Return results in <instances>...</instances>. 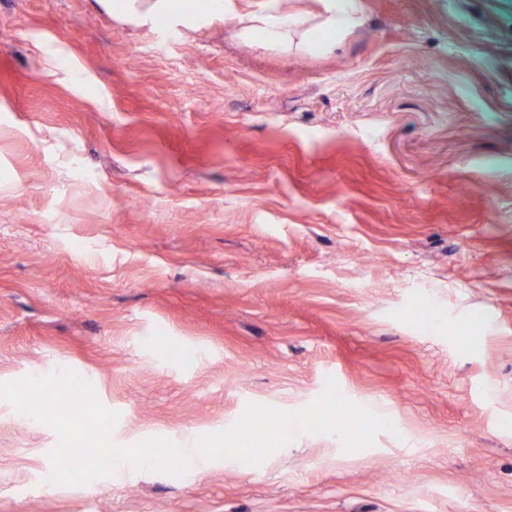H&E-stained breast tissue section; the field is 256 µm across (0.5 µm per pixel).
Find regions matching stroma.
<instances>
[{
	"instance_id": "obj_1",
	"label": "stroma",
	"mask_w": 512,
	"mask_h": 512,
	"mask_svg": "<svg viewBox=\"0 0 512 512\" xmlns=\"http://www.w3.org/2000/svg\"><path fill=\"white\" fill-rule=\"evenodd\" d=\"M358 6L300 53L240 29L324 0H0V382L76 372L119 446L330 377L396 427L67 486L0 400V512H512V0ZM121 4L114 5L115 8L122 11V13H139L147 15L151 13V19L157 24L165 25L168 21L173 17H181V18H189L192 14L198 10L195 7L194 12L189 13L186 11V8L177 7L170 0H157L153 5L147 6L144 11H140L135 3L136 0H122Z\"/></svg>"
}]
</instances>
